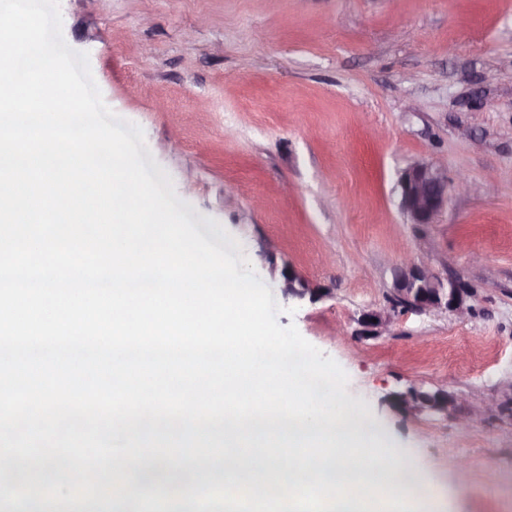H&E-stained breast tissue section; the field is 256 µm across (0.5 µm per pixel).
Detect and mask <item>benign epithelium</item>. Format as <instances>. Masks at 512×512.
<instances>
[{
    "mask_svg": "<svg viewBox=\"0 0 512 512\" xmlns=\"http://www.w3.org/2000/svg\"><path fill=\"white\" fill-rule=\"evenodd\" d=\"M465 187V177L460 176L450 182L444 169L438 165H412L399 177L401 209L410 223L424 229L448 207L451 193ZM472 296L473 290L461 278L444 275L428 262L410 260L396 269L386 303L362 312L363 334L382 335L402 311L416 314L450 312L464 319L473 312ZM401 399L406 401L404 411L408 413L428 409L444 415L456 411L470 417L483 412V408L454 397L445 403H421L408 393Z\"/></svg>",
    "mask_w": 512,
    "mask_h": 512,
    "instance_id": "benign-epithelium-1",
    "label": "benign epithelium"
}]
</instances>
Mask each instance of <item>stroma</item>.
<instances>
[{"label":"stroma","instance_id":"stroma-1","mask_svg":"<svg viewBox=\"0 0 512 512\" xmlns=\"http://www.w3.org/2000/svg\"><path fill=\"white\" fill-rule=\"evenodd\" d=\"M105 104L137 124L183 210L247 257L300 334L347 373L437 512H512V0H60ZM433 162L469 187L426 230L398 177ZM476 293L475 314L399 316L358 336L395 266L423 256ZM324 289L288 296L282 270ZM440 389L470 424L407 413ZM74 477L31 463L14 489ZM413 392L414 391H411L408 394L399 397L400 399L406 401L403 411L408 413L421 412L425 409H428L442 413L448 417V412L456 411L463 413L468 419L470 416H473L476 413L484 412V409L479 406L473 405L463 400H458L450 396L448 397V401L445 403H421L414 399V395L412 394Z\"/></svg>","mask_w":512,"mask_h":512}]
</instances>
